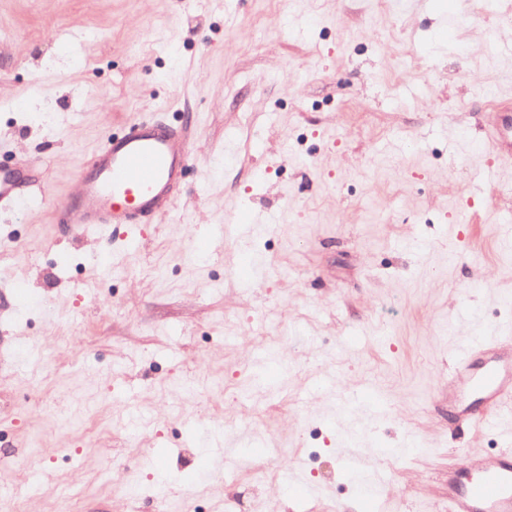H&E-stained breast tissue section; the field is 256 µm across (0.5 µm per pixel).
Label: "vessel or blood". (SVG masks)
I'll return each instance as SVG.
<instances>
[{
	"label": "vessel or blood",
	"mask_w": 512,
	"mask_h": 512,
	"mask_svg": "<svg viewBox=\"0 0 512 512\" xmlns=\"http://www.w3.org/2000/svg\"><path fill=\"white\" fill-rule=\"evenodd\" d=\"M485 145L500 162L512 164V107L501 105L491 114ZM191 159L188 138L181 127L163 118L137 120L108 140L80 179L75 199L54 202L58 224L79 232L90 224L120 230L149 224L168 212L184 186ZM34 163L18 158L15 167L0 169V211L14 209L31 186L21 179ZM503 337H479L460 348L450 382L468 391L481 404L468 415L469 429L497 424L496 416L512 404V366L497 349ZM449 512H512V447L494 456L469 452L448 471Z\"/></svg>",
	"instance_id": "1"
}]
</instances>
